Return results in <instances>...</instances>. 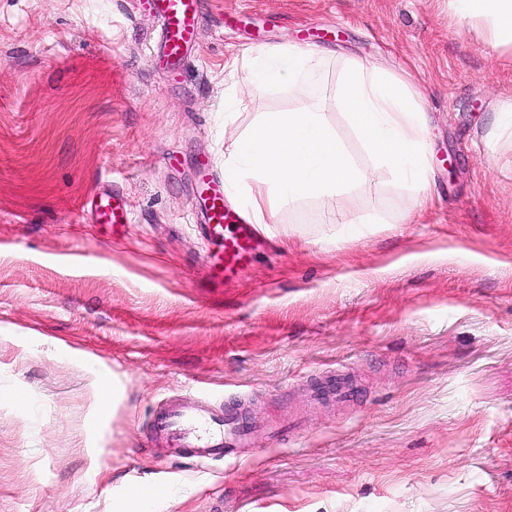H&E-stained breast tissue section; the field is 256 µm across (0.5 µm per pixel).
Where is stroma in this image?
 <instances>
[{
    "mask_svg": "<svg viewBox=\"0 0 512 512\" xmlns=\"http://www.w3.org/2000/svg\"><path fill=\"white\" fill-rule=\"evenodd\" d=\"M335 31L292 84L242 92L247 48ZM138 0H0V512H512V46L452 0H203L177 70ZM424 92L430 199L363 147L336 98L348 67ZM232 101L235 118L224 120ZM324 112L367 181L281 210L227 288L204 282L197 157L259 111ZM117 192L119 241L74 217ZM121 379L95 418L99 368ZM343 369L355 400L318 397ZM238 402L239 462L152 439L158 403ZM495 114L493 127L488 131L487 137L496 138L506 131L512 135V99L500 103L495 110Z\"/></svg>",
    "mask_w": 512,
    "mask_h": 512,
    "instance_id": "stroma-1",
    "label": "stroma"
}]
</instances>
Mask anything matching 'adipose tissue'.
<instances>
[{"label": "adipose tissue", "instance_id": "1", "mask_svg": "<svg viewBox=\"0 0 512 512\" xmlns=\"http://www.w3.org/2000/svg\"><path fill=\"white\" fill-rule=\"evenodd\" d=\"M455 5L460 18L485 22L493 41L512 44V0H455ZM319 61L318 51L291 44L244 50L226 66L242 69L244 86L255 91L292 83ZM337 102L365 150L411 188L409 208L417 210L427 189L421 91L404 79L355 65ZM365 177L340 135L314 108L259 113L254 127L233 142L224 158L230 198L258 225L273 223L297 201L335 197L337 190Z\"/></svg>", "mask_w": 512, "mask_h": 512}]
</instances>
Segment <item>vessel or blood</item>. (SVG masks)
Here are the masks:
<instances>
[{"label":"vessel or blood","instance_id":"vessel-or-blood-1","mask_svg":"<svg viewBox=\"0 0 512 512\" xmlns=\"http://www.w3.org/2000/svg\"><path fill=\"white\" fill-rule=\"evenodd\" d=\"M140 5L162 22L157 44L167 64L179 65L191 49L201 15V0H139ZM200 202L205 213L204 236L210 244L206 256L209 287L224 288L236 282L251 265L257 249L255 227L240 210L227 202L224 180L213 171L211 158L198 165ZM92 223L106 224L113 231L128 225L122 202L107 190L89 194L82 209ZM157 436L167 439L179 453L194 462L238 461L250 431L231 411L213 407L208 401L188 407L167 399L161 402L154 421Z\"/></svg>","mask_w":512,"mask_h":512}]
</instances>
